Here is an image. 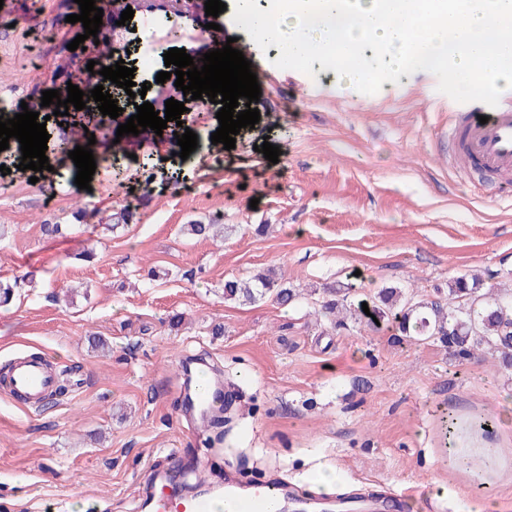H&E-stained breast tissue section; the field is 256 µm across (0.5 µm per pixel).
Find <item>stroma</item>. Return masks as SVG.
<instances>
[{"label": "stroma", "instance_id": "stroma-1", "mask_svg": "<svg viewBox=\"0 0 512 512\" xmlns=\"http://www.w3.org/2000/svg\"><path fill=\"white\" fill-rule=\"evenodd\" d=\"M95 5L101 39L119 36L112 58L150 83L155 112L182 100L173 80H156L179 40L152 46L140 17L125 22L109 0ZM75 10L74 0H41L40 24L0 20V98L39 105L54 139L76 128L49 116L43 91L86 80L80 52L68 48ZM206 35L234 38L255 73L279 57L230 15ZM33 67L41 89L29 94L18 75ZM315 73L304 97L288 89L304 78L292 69L281 70L280 87L262 84L260 121L230 150L211 142L218 105L199 99L168 125L197 134L186 159L171 144L96 132L87 191L69 157L50 154V170L35 173L19 170L18 145L0 151L9 170L0 175V280L18 283L0 307V367L47 354L73 369L65 396L34 407L0 396V512L91 503L150 512L141 492L152 470L184 466L203 470L213 491L228 475L248 485L279 476L297 488L304 473L328 467L349 495L443 486L405 512H464L488 498L512 512L511 372L436 342H399L392 326L337 329L311 314L317 290L334 283L366 302L387 286L430 298L466 273L512 289V199L455 165L443 130L454 101L436 76L417 71L368 95L334 71ZM266 141L279 146L278 162L257 152ZM192 220L226 233L188 237ZM47 224L61 233L46 234ZM267 268L300 291L294 304L225 301V280ZM98 337L110 354L93 346ZM193 358L210 367L226 407L221 427L204 432L185 400ZM470 444L496 454L465 468L456 455Z\"/></svg>", "mask_w": 512, "mask_h": 512}]
</instances>
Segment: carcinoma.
Listing matches in <instances>:
<instances>
[{
	"instance_id": "obj_1",
	"label": "carcinoma",
	"mask_w": 512,
	"mask_h": 512,
	"mask_svg": "<svg viewBox=\"0 0 512 512\" xmlns=\"http://www.w3.org/2000/svg\"><path fill=\"white\" fill-rule=\"evenodd\" d=\"M216 225L193 220L183 231L193 237L208 238ZM444 300L418 299L398 286L379 290L369 303L370 314H361L365 326L378 330L393 322L401 336L415 341L439 342L460 358H470L486 349L499 355V365L512 368V290H483L479 280L464 276L448 281V289H438ZM320 314L334 320L338 328L346 326L340 313L362 310L354 304V288L332 285L323 289ZM287 305L297 298L295 289L271 273L258 272L249 277L224 282V300L240 305H254L265 299Z\"/></svg>"
}]
</instances>
